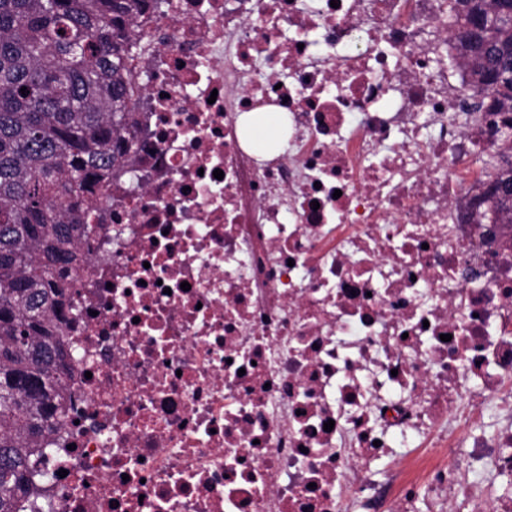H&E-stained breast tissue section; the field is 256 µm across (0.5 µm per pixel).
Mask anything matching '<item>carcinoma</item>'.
<instances>
[{"label": "carcinoma", "mask_w": 512, "mask_h": 512, "mask_svg": "<svg viewBox=\"0 0 512 512\" xmlns=\"http://www.w3.org/2000/svg\"><path fill=\"white\" fill-rule=\"evenodd\" d=\"M163 3L0 0V512H42L39 442L67 417L51 319L66 225L136 146L129 32ZM448 16L474 91L512 113V0H448ZM474 202L470 218L512 225V161Z\"/></svg>", "instance_id": "obj_1"}]
</instances>
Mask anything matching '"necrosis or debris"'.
Returning a JSON list of instances; mask_svg holds the SVG:
<instances>
[{
    "label": "necrosis or debris",
    "instance_id": "necrosis-or-debris-1",
    "mask_svg": "<svg viewBox=\"0 0 512 512\" xmlns=\"http://www.w3.org/2000/svg\"><path fill=\"white\" fill-rule=\"evenodd\" d=\"M134 26L141 147L82 204L43 508L358 512L382 485L389 512H512V226L463 208L512 115L471 111L448 0ZM268 107L288 145L261 157ZM280 112H253L246 115L245 123L250 130L248 144L258 153H264L273 148L282 133L283 119ZM274 134L270 135V131Z\"/></svg>",
    "mask_w": 512,
    "mask_h": 512
}]
</instances>
